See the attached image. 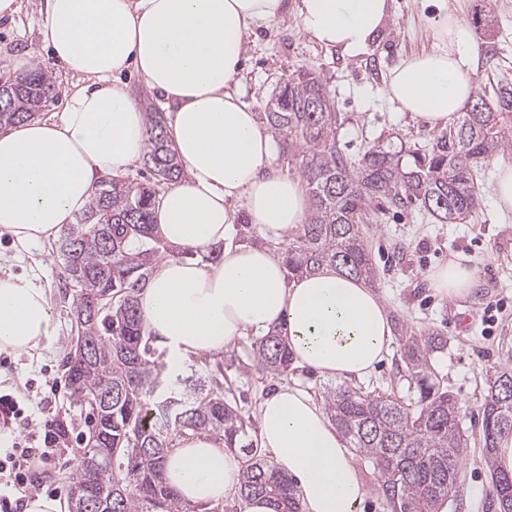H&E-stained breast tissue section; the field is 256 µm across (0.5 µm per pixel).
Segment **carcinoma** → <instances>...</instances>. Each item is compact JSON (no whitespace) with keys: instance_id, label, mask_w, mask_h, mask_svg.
Here are the masks:
<instances>
[{"instance_id":"1","label":"carcinoma","mask_w":512,"mask_h":512,"mask_svg":"<svg viewBox=\"0 0 512 512\" xmlns=\"http://www.w3.org/2000/svg\"><path fill=\"white\" fill-rule=\"evenodd\" d=\"M55 97L49 72L38 65L0 87V128L27 122ZM265 118L284 148L297 156L314 208L292 243L281 248L288 280L325 264L372 283L376 279L363 225L385 206L417 204L440 224H461L477 209L482 160L512 151V87L478 88L473 100L432 146L408 153L369 148L358 162L340 150L339 113L320 77L302 70L280 87ZM143 165L150 178L96 183L88 207L58 241L77 323L89 337L86 353L66 360L73 401L89 409L94 426L88 448L70 465L72 512H195L165 478L168 452L181 436L207 431L224 447L245 454L240 496L269 498L279 512H299L294 480L264 459L249 439L250 420L224 399L223 372L173 380L164 354L156 352L141 317L139 297L153 267L176 251L153 233L152 209L162 184L174 185L183 167L163 113H148ZM401 359L416 386V401L368 397L349 388L328 389L325 406L350 447L378 472L392 512H439L457 496L467 443L457 400L440 388L431 353L447 346L437 336L400 327ZM258 367L286 377L293 355L274 329L256 342ZM486 462L499 512L512 501V473L494 467L493 451L512 437V361L490 378L482 407ZM98 474L99 498L87 489Z\"/></svg>"}]
</instances>
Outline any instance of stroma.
Here are the masks:
<instances>
[{
	"mask_svg": "<svg viewBox=\"0 0 512 512\" xmlns=\"http://www.w3.org/2000/svg\"><path fill=\"white\" fill-rule=\"evenodd\" d=\"M483 6L493 19L491 31H474L476 50L473 72L478 85L512 83V0H391L388 25L356 58L314 43L296 20L286 18L257 29L248 37L243 62L245 100L256 114L287 79L302 69L317 73L340 114L338 146L359 160L375 145L424 148L436 135L427 125L400 112L384 93L385 82L399 60L431 49L432 26L442 9H449L462 25H469L475 6ZM44 0H20L13 16L0 19V77L11 76L8 57L29 54L46 67L57 94L42 113L59 119L66 89L79 79L68 73L43 46L39 22ZM497 157L481 165L478 182L480 205L463 224H440L412 205L390 209L376 223L366 225L365 240L378 276L374 289L393 321L407 323L417 332H437L448 346L434 353V373L445 390L458 401L461 432L467 441L463 482L448 503L447 512H497L490 493L491 471L486 464L480 408L489 376L512 356V212H499L492 186ZM469 256L477 269V284L464 297L443 298L428 274L446 265L450 255ZM11 275L44 288L51 308V336L47 347L30 354H0V392L17 396L22 406L42 407L36 423L47 419L67 421L80 443L92 429L87 409L73 403L65 387L64 361L73 351L77 334L76 313L65 295L66 275L54 242L17 244L0 233V277ZM256 335L241 337L223 352L209 355L222 363L224 397L237 403L244 415L257 417L260 402L282 385L296 386L316 401L336 381L302 366H294L287 379L258 369L253 347ZM410 378L398 347L367 379L352 382L366 396H391L408 402Z\"/></svg>",
	"mask_w": 512,
	"mask_h": 512,
	"instance_id": "obj_1",
	"label": "stroma"
}]
</instances>
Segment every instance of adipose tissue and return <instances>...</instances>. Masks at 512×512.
I'll use <instances>...</instances> for the list:
<instances>
[{
    "mask_svg": "<svg viewBox=\"0 0 512 512\" xmlns=\"http://www.w3.org/2000/svg\"><path fill=\"white\" fill-rule=\"evenodd\" d=\"M288 15L317 44L357 57L388 22L391 0H45L40 39L82 82L67 91L59 120L0 132V232L21 244L55 239L88 204L99 176L123 175L142 158L147 118L118 82L135 68L173 109L168 134L186 172L159 196L154 233L175 247H224L211 264L170 258L157 265L140 295L146 329L178 361L284 322L298 363L359 380L392 343L379 295L331 265L288 280L275 251L228 243L238 220L233 202L280 240L311 211L302 180L271 167L272 133L238 88L251 30ZM433 34L440 49L404 56L385 94L442 129L474 93V40L448 15ZM429 278L453 298L470 290L476 269L457 254ZM50 321L42 288L0 277V353L43 346ZM259 423L261 445L295 480L303 512H359L365 490L356 465L313 397L280 387L262 402ZM240 475L237 456L208 432L178 438L166 464L169 482L196 505L237 496Z\"/></svg>",
    "mask_w": 512,
    "mask_h": 512,
    "instance_id": "ef3b65f1",
    "label": "adipose tissue"
}]
</instances>
